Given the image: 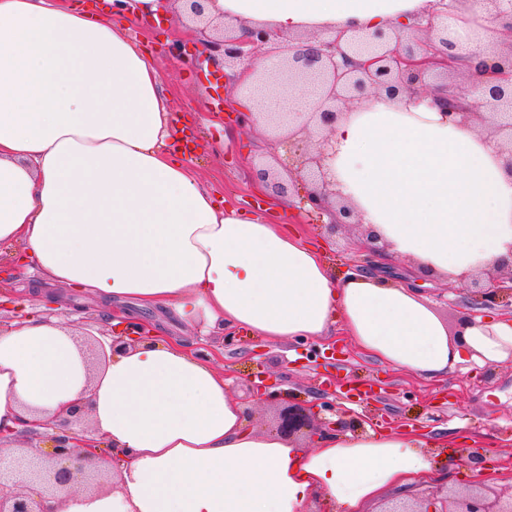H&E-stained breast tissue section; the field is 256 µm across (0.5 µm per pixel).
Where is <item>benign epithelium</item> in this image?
<instances>
[{
	"label": "benign epithelium",
	"instance_id": "1",
	"mask_svg": "<svg viewBox=\"0 0 512 512\" xmlns=\"http://www.w3.org/2000/svg\"><path fill=\"white\" fill-rule=\"evenodd\" d=\"M183 4L190 20L199 22L203 39V60L214 66L245 67L254 72L248 91L267 94L303 92L317 97L310 112H238L242 125L266 124L278 134L288 160V178L305 185L295 207L329 218L327 227L356 224L364 228L368 255L380 258L387 244L372 225L363 223L336 180L332 134L345 111L371 95L394 98L400 94L421 95L439 108L452 125L480 127V133L496 148L512 156V38L507 46L493 52L492 62L484 60L486 50L471 49L468 56L457 53L456 42L448 32L438 29L433 17L420 19L408 27L340 33L325 37L319 33L290 37L265 26L246 29L237 36L224 24H213L206 13L210 0H170ZM269 49L275 60L271 69H255L260 51ZM469 76L467 91L453 83L452 76ZM316 134L311 150H299L296 138ZM252 179L288 193L286 184L271 169L253 168ZM469 288L476 304L492 308L500 298L512 296V260L504 261L483 277L473 278ZM322 423L305 406H288L277 414L276 431L284 438L321 435ZM53 453L44 455L38 448H15L9 456L0 454V512H49L48 502L58 491L83 478L90 489L103 487L100 453L91 442L83 465L71 467L76 451L69 437L52 438ZM23 474L33 485L27 491L7 496L1 490L18 485ZM374 512H512V488L496 489L473 484L464 490L429 492L417 498L392 497L382 500Z\"/></svg>",
	"mask_w": 512,
	"mask_h": 512
}]
</instances>
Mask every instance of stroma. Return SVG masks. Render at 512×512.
<instances>
[{"instance_id":"stroma-1","label":"stroma","mask_w":512,"mask_h":512,"mask_svg":"<svg viewBox=\"0 0 512 512\" xmlns=\"http://www.w3.org/2000/svg\"><path fill=\"white\" fill-rule=\"evenodd\" d=\"M187 21L180 7L150 19L134 17L123 27L153 60L172 118L188 119L196 147L187 164L205 188L226 207L261 216L270 224L297 226L305 238L322 248L323 259L336 277H344L366 258L352 247L357 226L329 231L314 216L298 217L288 198L271 191L256 192L253 166L282 168L284 151L263 125L243 127L228 120L227 111L238 92L224 71L203 64H186L187 55L201 52V37L182 32ZM424 292L457 335L473 314L471 292L458 281L431 278ZM50 315L75 327L78 342L118 333L112 308L93 301L74 304L65 299L50 305ZM141 318L157 323L164 335L195 342L229 381L231 394L248 398V381L265 373L269 402L254 406L247 422L261 430L274 428L279 409L288 405L317 407L320 418L336 431L362 433L366 428L419 431L435 442L431 451L438 480L436 489L466 487L470 479L492 487L512 484V361L456 371L443 380H426L395 370L344 340L335 362H326L323 341L289 340L269 345L245 331L222 336L182 328L163 313L144 310ZM480 448L485 456L472 474L462 473L451 456L465 448Z\"/></svg>"}]
</instances>
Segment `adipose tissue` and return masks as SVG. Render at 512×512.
<instances>
[{
	"mask_svg": "<svg viewBox=\"0 0 512 512\" xmlns=\"http://www.w3.org/2000/svg\"><path fill=\"white\" fill-rule=\"evenodd\" d=\"M69 0H0V245L73 299L132 301L182 325L237 327L271 342L336 325L364 352L431 378L512 359V318L475 316L453 340L414 288L380 275L339 279L296 230L224 210L172 152L157 71L114 25ZM435 0H210L234 31L290 35L389 29ZM512 0L449 14L461 49L498 38ZM336 176L389 245L457 277L512 255V156L407 94L372 97L336 125ZM86 409L87 438L121 454L117 488L64 489L59 512H364L387 490L426 482L424 436L326 434L310 448L249 428L228 382L150 330L90 370L69 328L26 309L0 325V432L59 424Z\"/></svg>",
	"mask_w": 512,
	"mask_h": 512,
	"instance_id": "1",
	"label": "adipose tissue"
}]
</instances>
